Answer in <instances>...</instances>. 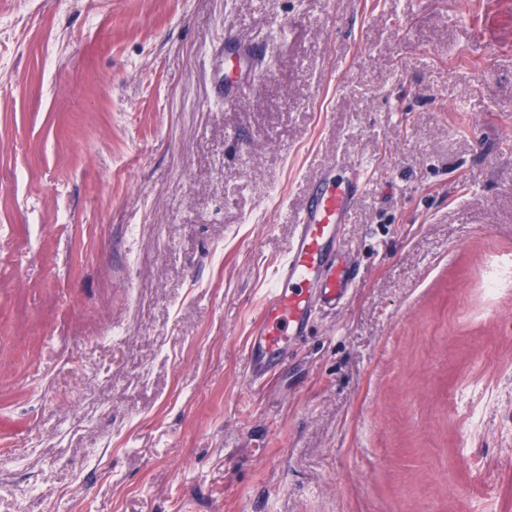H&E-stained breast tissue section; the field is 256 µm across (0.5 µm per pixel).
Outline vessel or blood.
Here are the masks:
<instances>
[{
  "mask_svg": "<svg viewBox=\"0 0 512 512\" xmlns=\"http://www.w3.org/2000/svg\"><path fill=\"white\" fill-rule=\"evenodd\" d=\"M253 52L224 46V106L240 107L254 89L247 73ZM364 188L359 173L338 164L316 181L294 226L285 255L273 266L271 288L247 338L249 378L258 383L276 370L307 334L314 316L342 307L357 286V270L343 245L345 225Z\"/></svg>",
  "mask_w": 512,
  "mask_h": 512,
  "instance_id": "1",
  "label": "vessel or blood"
}]
</instances>
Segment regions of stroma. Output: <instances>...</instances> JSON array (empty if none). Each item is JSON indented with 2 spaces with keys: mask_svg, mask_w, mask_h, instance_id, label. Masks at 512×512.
Masks as SVG:
<instances>
[{
  "mask_svg": "<svg viewBox=\"0 0 512 512\" xmlns=\"http://www.w3.org/2000/svg\"><path fill=\"white\" fill-rule=\"evenodd\" d=\"M97 2L0 0V512H512V0ZM343 158L359 284L252 384ZM253 52L247 46L237 42L224 44V107H240L254 89V81L249 80Z\"/></svg>",
  "mask_w": 512,
  "mask_h": 512,
  "instance_id": "35a3bbf8",
  "label": "stroma"
}]
</instances>
